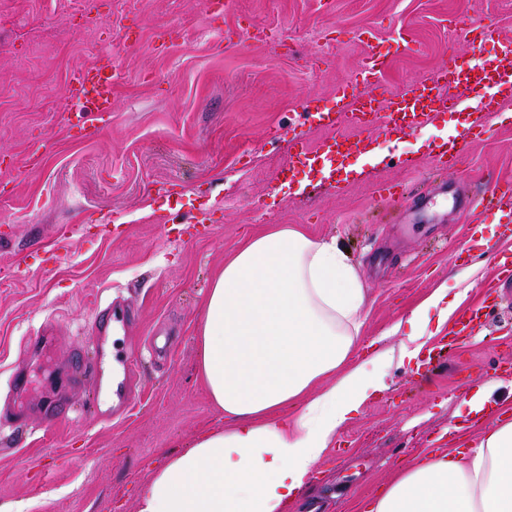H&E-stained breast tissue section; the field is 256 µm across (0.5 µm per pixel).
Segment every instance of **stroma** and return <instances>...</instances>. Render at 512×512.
I'll return each instance as SVG.
<instances>
[{
    "mask_svg": "<svg viewBox=\"0 0 512 512\" xmlns=\"http://www.w3.org/2000/svg\"><path fill=\"white\" fill-rule=\"evenodd\" d=\"M470 24L490 31L481 52L457 37ZM366 28L387 55L381 82L396 93L447 63L499 52L512 41V0H230L221 13L206 0H0V506L137 512L166 454L218 417L198 379L210 281L248 234L274 224L335 240L358 270L367 300L357 362L400 349L391 325L467 268L457 251L475 232L490 240L463 302L483 310L482 325L464 343L433 337L441 358L427 379L388 360V390L338 430L288 512L315 500L348 512L351 496L435 447L470 395L512 365V294L492 287L512 241L496 218L442 193L488 198L512 181V101L489 141L440 183L423 181L432 146L471 124V110L436 113L424 134L399 140L364 128L365 150L334 164L336 187L302 166L292 176L300 193L279 181L293 139L315 147L326 136L301 117L303 100L331 109L338 86H361ZM107 50L122 79L110 116L84 136L67 121L70 79ZM382 183L419 194L387 201ZM110 303L138 314L104 346L138 365L136 397L116 421L103 413L121 367L80 378L69 361L75 346L102 347L93 321ZM48 330L55 349L30 357ZM54 400L61 413L49 423Z\"/></svg>",
    "mask_w": 512,
    "mask_h": 512,
    "instance_id": "1",
    "label": "stroma"
}]
</instances>
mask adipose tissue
<instances>
[{
  "mask_svg": "<svg viewBox=\"0 0 512 512\" xmlns=\"http://www.w3.org/2000/svg\"><path fill=\"white\" fill-rule=\"evenodd\" d=\"M365 303L335 240L285 226L248 235L212 279L198 325L199 381L221 418L153 471L138 512H287L339 428L388 387L351 360ZM457 309L444 286L411 309L401 359ZM493 387L467 401L482 428H455L350 512H512V410L487 416Z\"/></svg>",
  "mask_w": 512,
  "mask_h": 512,
  "instance_id": "adipose-tissue-1",
  "label": "adipose tissue"
}]
</instances>
